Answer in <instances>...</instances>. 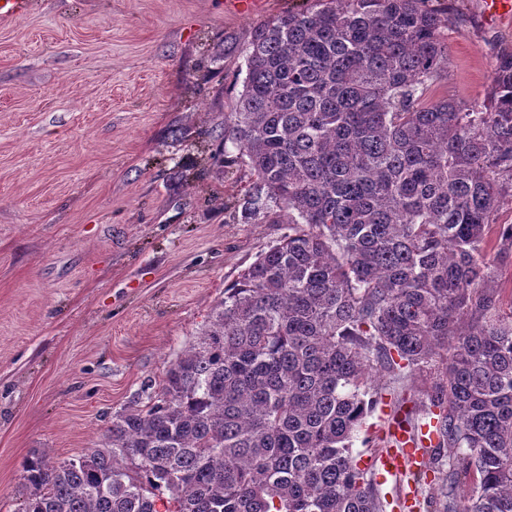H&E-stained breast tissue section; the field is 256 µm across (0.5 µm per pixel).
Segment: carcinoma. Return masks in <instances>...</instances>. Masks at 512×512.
<instances>
[{"label": "carcinoma", "mask_w": 512, "mask_h": 512, "mask_svg": "<svg viewBox=\"0 0 512 512\" xmlns=\"http://www.w3.org/2000/svg\"><path fill=\"white\" fill-rule=\"evenodd\" d=\"M428 0H311L251 33L224 140L255 180L246 224H285L229 285L158 391L101 444L23 464L19 512H383L353 434L410 399L448 460L445 512H512V51L487 103L448 71Z\"/></svg>", "instance_id": "1"}]
</instances>
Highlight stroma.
<instances>
[{"instance_id": "obj_1", "label": "stroma", "mask_w": 512, "mask_h": 512, "mask_svg": "<svg viewBox=\"0 0 512 512\" xmlns=\"http://www.w3.org/2000/svg\"><path fill=\"white\" fill-rule=\"evenodd\" d=\"M0 22V512L23 461L96 447L196 344L224 287L286 230L236 222L254 176L201 160L255 27L309 0H35ZM432 97L481 106L512 26L457 0Z\"/></svg>"}]
</instances>
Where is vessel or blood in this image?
I'll use <instances>...</instances> for the list:
<instances>
[{
  "mask_svg": "<svg viewBox=\"0 0 512 512\" xmlns=\"http://www.w3.org/2000/svg\"><path fill=\"white\" fill-rule=\"evenodd\" d=\"M33 9V0H0V21L18 20L28 16ZM430 424H421L418 431L405 427H392L389 446L371 460L385 475L400 478L419 470L424 461L430 440Z\"/></svg>",
  "mask_w": 512,
  "mask_h": 512,
  "instance_id": "b4317fda",
  "label": "vessel or blood"
}]
</instances>
